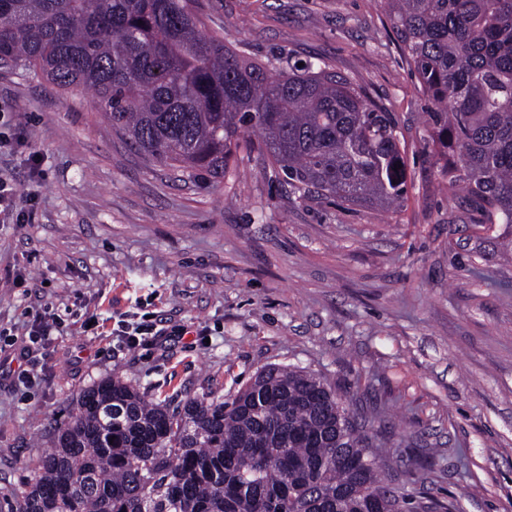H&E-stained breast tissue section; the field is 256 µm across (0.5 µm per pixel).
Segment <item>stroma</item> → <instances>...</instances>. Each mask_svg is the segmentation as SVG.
Listing matches in <instances>:
<instances>
[{
    "label": "stroma",
    "mask_w": 512,
    "mask_h": 512,
    "mask_svg": "<svg viewBox=\"0 0 512 512\" xmlns=\"http://www.w3.org/2000/svg\"><path fill=\"white\" fill-rule=\"evenodd\" d=\"M195 6L225 46L319 59L393 112L408 197L386 210L292 191L253 133L221 178L152 164L83 90L0 68V179L17 190L0 215V504L100 379L175 406L285 365L367 417L398 494L512 512V224L449 188L382 0ZM47 314L57 330L33 341ZM147 316L179 335L118 343V319Z\"/></svg>",
    "instance_id": "1"
}]
</instances>
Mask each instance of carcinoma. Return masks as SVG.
Here are the masks:
<instances>
[{
    "label": "carcinoma",
    "mask_w": 512,
    "mask_h": 512,
    "mask_svg": "<svg viewBox=\"0 0 512 512\" xmlns=\"http://www.w3.org/2000/svg\"><path fill=\"white\" fill-rule=\"evenodd\" d=\"M193 2L0 0V66L81 87L154 163L220 178L256 133L295 192L402 205L392 113L326 66L273 71L204 37ZM386 6L449 186L512 224V0ZM365 428L321 377L290 367L230 401L205 393L173 409L105 378L79 394L18 512H410Z\"/></svg>",
    "instance_id": "carcinoma-1"
}]
</instances>
